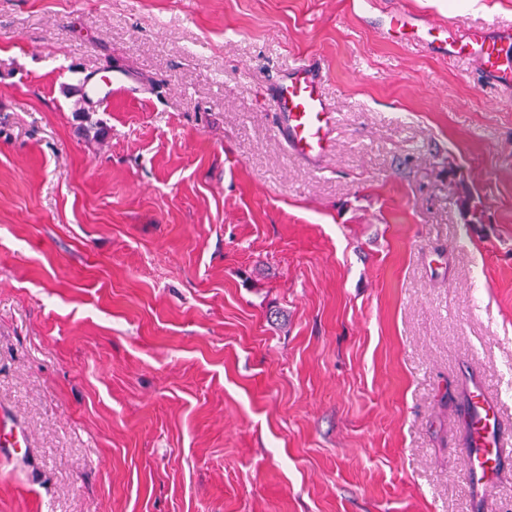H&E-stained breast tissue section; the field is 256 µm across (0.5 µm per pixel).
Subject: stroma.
<instances>
[{"label": "stroma", "mask_w": 512, "mask_h": 512, "mask_svg": "<svg viewBox=\"0 0 512 512\" xmlns=\"http://www.w3.org/2000/svg\"><path fill=\"white\" fill-rule=\"evenodd\" d=\"M352 2L0 0V512H512L461 414L512 428V84ZM310 59L316 163L267 107ZM106 80L86 75L77 87L79 96L90 106L124 99L139 91L131 78L122 70L112 69ZM465 416L469 424L465 478L476 487L491 489L499 476L500 461L510 452L512 435L499 422L497 403L480 387L471 391ZM13 448L15 453L27 450V436L24 430L11 421L6 415H2L0 420V445Z\"/></svg>", "instance_id": "35a3bbf8"}]
</instances>
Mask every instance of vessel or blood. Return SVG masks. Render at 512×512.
Masks as SVG:
<instances>
[{
	"label": "vessel or blood",
	"instance_id": "vessel-or-blood-1",
	"mask_svg": "<svg viewBox=\"0 0 512 512\" xmlns=\"http://www.w3.org/2000/svg\"><path fill=\"white\" fill-rule=\"evenodd\" d=\"M446 39L429 40L427 46L435 53L454 57H478L485 70L499 78L512 80V65L503 59V42H512V28L498 27L459 32L454 25H445ZM131 78L118 69L107 79L85 76L77 87L86 104L96 106L137 93ZM278 118V132L287 141L290 151L305 160L324 157L331 148L332 111L327 104L317 63L308 61L294 67L278 81L269 100ZM469 434L465 456L466 480L482 489L492 488L499 476V464L512 447V433L499 421L495 401L481 388H473L465 406ZM0 445L21 451L27 446L24 430L9 418L0 419Z\"/></svg>",
	"mask_w": 512,
	"mask_h": 512
}]
</instances>
